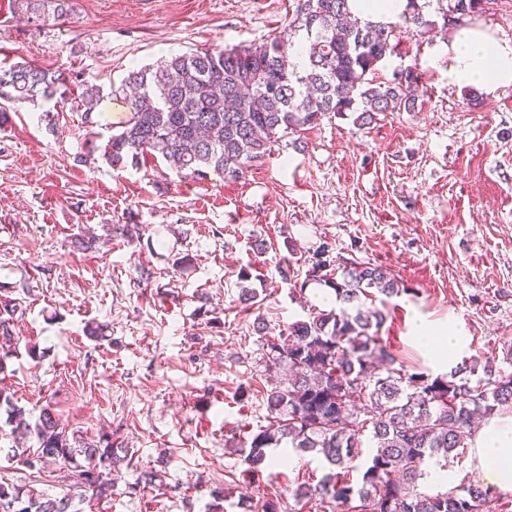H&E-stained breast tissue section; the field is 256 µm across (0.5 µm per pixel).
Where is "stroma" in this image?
Segmentation results:
<instances>
[{
    "label": "stroma",
    "mask_w": 512,
    "mask_h": 512,
    "mask_svg": "<svg viewBox=\"0 0 512 512\" xmlns=\"http://www.w3.org/2000/svg\"><path fill=\"white\" fill-rule=\"evenodd\" d=\"M299 0H72L59 25L34 26L0 0V66L27 60L88 81L105 97L91 119L50 101L11 108L0 126V299L21 301L7 377L19 406L50 408L67 430L111 434L131 459L96 512H306L291 496L326 462H273L258 476L226 448L228 431L266 422L282 378L263 358L278 334L323 306L307 260L334 257L390 269L407 292L388 302L381 336L420 371L430 360L413 319L455 324L466 357L504 366L512 348V86L468 100L439 48L454 26L401 38L380 77L417 66L418 107L357 127L323 119L273 143L244 179L202 180L148 160L91 170L80 158L127 118L110 92L129 69L172 53L247 47L282 31ZM135 224L128 243L121 226ZM249 271L241 280V271ZM254 288L255 305L240 302ZM106 325L96 339V325ZM41 359H31L28 348ZM0 482L59 497L73 474L9 464ZM159 472L145 485L142 476Z\"/></svg>",
    "instance_id": "stroma-1"
}]
</instances>
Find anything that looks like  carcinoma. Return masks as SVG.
<instances>
[{
	"label": "carcinoma",
	"mask_w": 512,
	"mask_h": 512,
	"mask_svg": "<svg viewBox=\"0 0 512 512\" xmlns=\"http://www.w3.org/2000/svg\"><path fill=\"white\" fill-rule=\"evenodd\" d=\"M40 23L65 19L70 0H18ZM488 0H408L394 22L351 17L348 0H302L288 28L250 47L172 54L153 67L132 70L112 96L123 100L128 118L101 148L112 168L162 158L177 171L204 179L245 177L268 155L271 143L317 124L330 115L357 114L363 126L388 112H412L421 73L377 79V65L394 54L402 28L417 32L434 25L424 9L448 19L483 12ZM69 76L28 61L0 70V120L9 105L66 95ZM103 89L84 82L71 99L89 115ZM308 279L333 291L336 306L314 307L287 333L265 339L268 362L285 372L267 393V425L243 442L230 436L249 473H260L266 449L316 453L329 466L316 484L301 483L293 497L338 512H488L509 498L490 487L461 479L452 487L422 491L419 480L432 459L465 453L476 416L512 409V372L462 361L446 374L412 372L384 344L380 331L388 300L408 293L385 267L349 259L335 265L329 246L314 253ZM340 274H335V271ZM21 303L0 300V434L15 446L7 460L29 469L47 464L68 469L79 489L50 497L23 485L0 483V512H85L122 477L125 457L112 438L91 440L68 434L50 409L30 422L4 383L7 361L16 354L12 325ZM482 376L475 377V372ZM372 451L363 457V436ZM34 443L36 450L27 448ZM363 464H358L359 460ZM363 471L353 482V473Z\"/></svg>",
	"instance_id": "cac0c4a2"
}]
</instances>
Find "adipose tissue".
Wrapping results in <instances>:
<instances>
[{"label":"adipose tissue","mask_w":512,"mask_h":512,"mask_svg":"<svg viewBox=\"0 0 512 512\" xmlns=\"http://www.w3.org/2000/svg\"><path fill=\"white\" fill-rule=\"evenodd\" d=\"M448 75L458 85L474 86L485 94L512 85V42L495 38L477 27L456 30L443 46ZM414 339L427 347L437 371H448L465 352V338L456 326L435 333L423 322L411 326ZM472 452L486 482L501 492H512V415L492 417L480 427Z\"/></svg>","instance_id":"adipose-tissue-1"}]
</instances>
